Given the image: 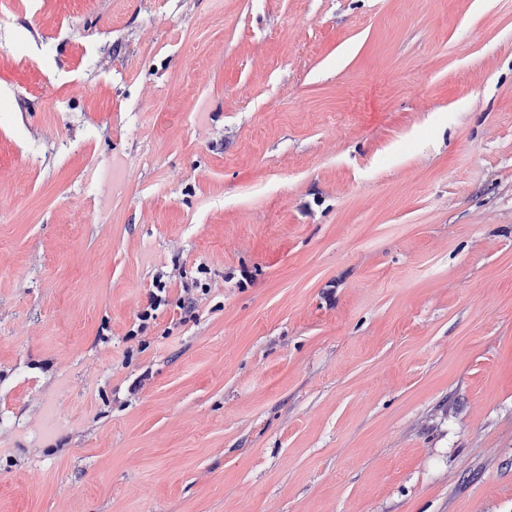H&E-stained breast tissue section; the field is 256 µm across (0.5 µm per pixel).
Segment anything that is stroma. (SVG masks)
Wrapping results in <instances>:
<instances>
[{"label":"stroma","instance_id":"1","mask_svg":"<svg viewBox=\"0 0 512 512\" xmlns=\"http://www.w3.org/2000/svg\"><path fill=\"white\" fill-rule=\"evenodd\" d=\"M0 512H512V0H0ZM162 277H158L153 282V289L148 294V303L136 314V322H138L136 330L130 329L126 334L127 337L136 338L144 335L150 327V321L157 318V311L161 307L168 305L166 282L162 281ZM207 288H198L195 282L183 283V296L180 303V309L183 310L184 316L181 317V322L185 323L190 319L195 318V311L199 304V294L205 295Z\"/></svg>","mask_w":512,"mask_h":512}]
</instances>
